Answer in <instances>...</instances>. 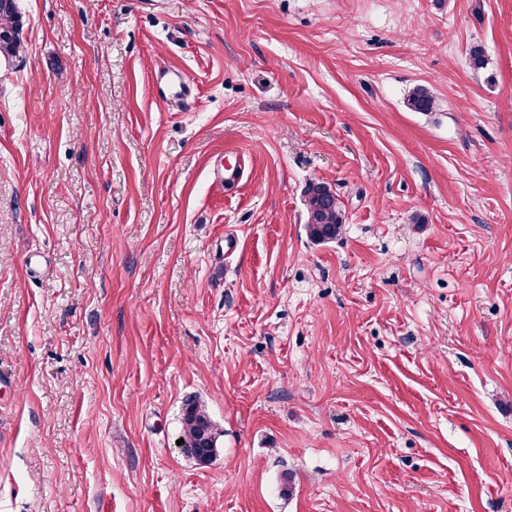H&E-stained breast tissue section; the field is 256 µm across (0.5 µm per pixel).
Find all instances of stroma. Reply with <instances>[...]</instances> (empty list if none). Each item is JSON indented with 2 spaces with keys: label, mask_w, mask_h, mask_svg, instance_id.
Wrapping results in <instances>:
<instances>
[{
  "label": "stroma",
  "mask_w": 512,
  "mask_h": 512,
  "mask_svg": "<svg viewBox=\"0 0 512 512\" xmlns=\"http://www.w3.org/2000/svg\"><path fill=\"white\" fill-rule=\"evenodd\" d=\"M18 6L0 512H512V0ZM307 233L314 241L336 239L344 212L336 192L327 183L311 181L306 190ZM181 433L186 444L185 451L196 461L205 464L216 454L220 431L198 404H186Z\"/></svg>",
  "instance_id": "obj_1"
}]
</instances>
